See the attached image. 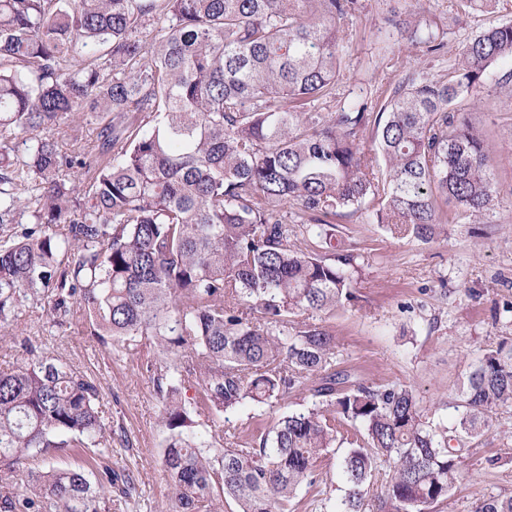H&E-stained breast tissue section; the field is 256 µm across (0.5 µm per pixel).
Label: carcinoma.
Listing matches in <instances>:
<instances>
[{
	"instance_id": "1",
	"label": "carcinoma",
	"mask_w": 512,
	"mask_h": 512,
	"mask_svg": "<svg viewBox=\"0 0 512 512\" xmlns=\"http://www.w3.org/2000/svg\"><path fill=\"white\" fill-rule=\"evenodd\" d=\"M360 0H0V328L45 306L47 327L83 311L90 335L146 337L167 433L168 512H288L351 427L336 512H429L462 475V448L512 407V344L485 351L448 428L406 386L336 370L334 337L309 321L356 299L352 250H306L332 220L428 240L482 217L498 193L490 145L460 100L512 60V22L482 30L444 79L397 85L319 112L347 78L341 22ZM407 41L444 48L431 27ZM105 120L68 155L66 122ZM371 137H366V133ZM25 145L19 153V145ZM384 168L374 166L372 154ZM452 204L447 211L442 204ZM28 223H23V218ZM0 370V512H112L136 479L112 454L100 387L28 338ZM197 385L193 402L182 398ZM314 401L245 438V403ZM70 448L96 467L62 468ZM390 462L384 491L373 472ZM475 512H512L489 496Z\"/></svg>"
}]
</instances>
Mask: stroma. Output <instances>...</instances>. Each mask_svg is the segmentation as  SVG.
Segmentation results:
<instances>
[{
  "label": "stroma",
  "instance_id": "obj_1",
  "mask_svg": "<svg viewBox=\"0 0 512 512\" xmlns=\"http://www.w3.org/2000/svg\"><path fill=\"white\" fill-rule=\"evenodd\" d=\"M360 11L344 23L349 39L343 57L349 78L321 104L338 112L350 102L370 98L378 85L398 84L404 71L390 68L391 59L411 49L416 76L434 79L457 65L466 43L486 26L512 21V0H497L493 12L476 13L449 7L448 0H361ZM409 27L430 25L443 40L441 56H427L408 47L391 20ZM512 62L493 67L474 101L461 102L468 119L482 128L493 147L499 193L484 217H468L441 225L432 241L400 238L374 223L362 210L336 219L338 239L360 256L357 302L333 312H320L317 323L336 342V367L369 385H401L414 390L429 417L452 426L454 403L472 365L484 349L512 339V89L501 87V76ZM0 343V370L25 357L20 345L30 338L49 356L96 379L105 417L112 427L113 470H126L137 481L130 501L112 497V512H165L168 488L161 476L160 454L166 434L160 424L161 403L145 371L157 356L148 339L117 345L91 336L82 317L46 332L42 312L25 309ZM303 390L274 408L246 405L230 421L252 435L279 414L309 406ZM501 462L488 466L487 459ZM339 454L317 466V482L303 488L294 512H336L344 495ZM512 495V409L502 410L491 429L467 444L462 477L435 512H474L479 500Z\"/></svg>",
  "mask_w": 512,
  "mask_h": 512
}]
</instances>
